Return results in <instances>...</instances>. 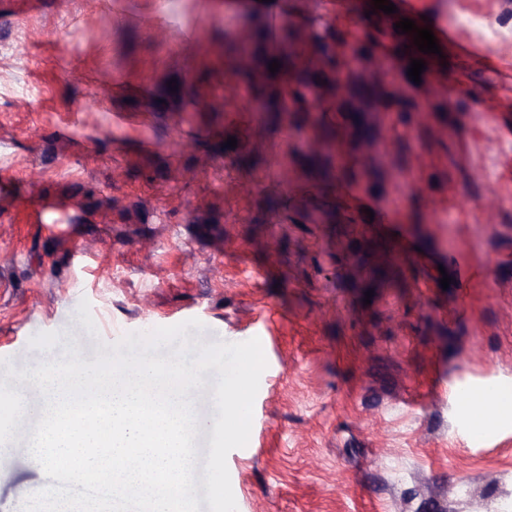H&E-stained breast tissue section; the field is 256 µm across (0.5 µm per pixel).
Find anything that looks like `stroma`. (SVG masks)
<instances>
[{
    "label": "stroma",
    "instance_id": "35a3bbf8",
    "mask_svg": "<svg viewBox=\"0 0 512 512\" xmlns=\"http://www.w3.org/2000/svg\"><path fill=\"white\" fill-rule=\"evenodd\" d=\"M393 3L0 0V512L51 483L18 372L190 319L267 361L238 512H512V426L470 420L512 386V0ZM404 18L439 37L417 83ZM246 41L290 53L270 102L315 80L292 112ZM332 58L404 99L349 111Z\"/></svg>",
    "mask_w": 512,
    "mask_h": 512
}]
</instances>
